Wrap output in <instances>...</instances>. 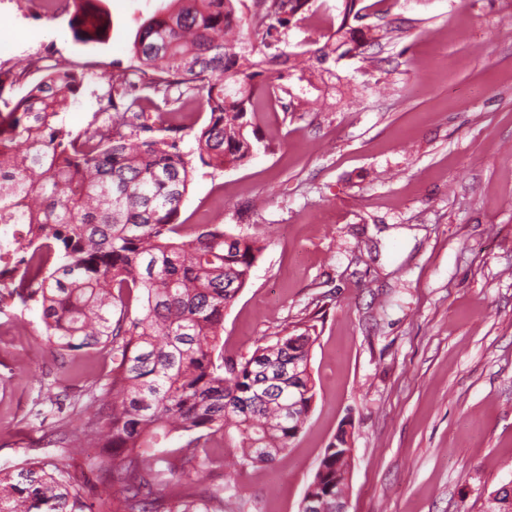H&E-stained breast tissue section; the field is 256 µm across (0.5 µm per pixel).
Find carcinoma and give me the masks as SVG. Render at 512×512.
I'll list each match as a JSON object with an SVG mask.
<instances>
[{
  "mask_svg": "<svg viewBox=\"0 0 512 512\" xmlns=\"http://www.w3.org/2000/svg\"><path fill=\"white\" fill-rule=\"evenodd\" d=\"M140 25L132 64L108 77L106 105L77 133L62 114L86 75L57 63L13 100L32 62L0 71V224H19L14 258L23 264L20 301L41 311L59 355L98 347L112 359L106 378L86 391L111 398L106 414L62 438L65 453L89 454L116 488L97 512H224V491L198 490L214 436L235 429L236 464L267 466L288 450L314 398L311 375H288L309 360V334L280 336L248 357L224 356V310L249 280L264 245L222 224H180L195 170L248 159V128L263 111L266 66L286 65L293 19L316 0H170ZM357 0H339L337 28L308 53L319 69L355 55L374 36L350 21ZM75 41L99 42L110 28L100 0H64ZM257 43L248 49L241 33ZM200 99L198 130L162 114ZM194 135L196 149L180 144ZM303 402L288 423V386ZM188 436L180 455L155 449ZM344 437L329 444L314 474L320 491L348 486ZM83 487L63 468L31 466L13 477L0 468V512H85Z\"/></svg>",
  "mask_w": 512,
  "mask_h": 512,
  "instance_id": "1",
  "label": "carcinoma"
}]
</instances>
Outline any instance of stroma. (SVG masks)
<instances>
[{"instance_id":"stroma-1","label":"stroma","mask_w":512,"mask_h":512,"mask_svg":"<svg viewBox=\"0 0 512 512\" xmlns=\"http://www.w3.org/2000/svg\"><path fill=\"white\" fill-rule=\"evenodd\" d=\"M360 3L387 37L321 90L287 79L253 157L196 167L179 216L266 245L224 312L225 356L315 339L314 402L286 453L243 468L230 437L210 442L198 486L223 488L226 512H299L342 429L348 512H487L512 483V0ZM160 4L103 0L112 28L84 45L67 15L0 0V68L47 56L86 73L65 114L80 130ZM42 331L38 310L0 295V468L83 473L93 500L112 479L53 447L39 384L77 395L112 364L96 348L59 362Z\"/></svg>"}]
</instances>
